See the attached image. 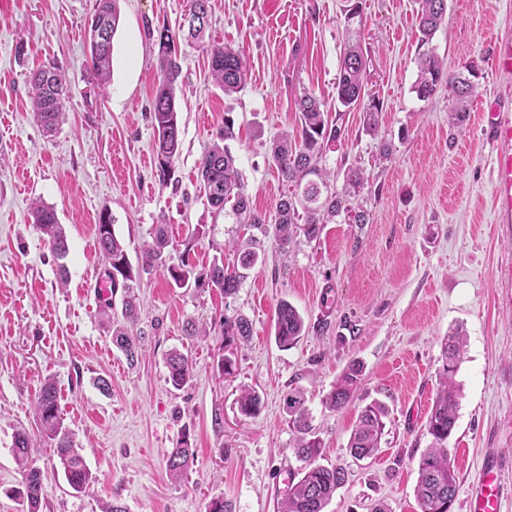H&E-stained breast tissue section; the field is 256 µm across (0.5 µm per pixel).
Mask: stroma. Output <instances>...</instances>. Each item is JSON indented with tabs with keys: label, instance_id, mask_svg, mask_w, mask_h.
Returning <instances> with one entry per match:
<instances>
[{
	"label": "stroma",
	"instance_id": "35a3bbf8",
	"mask_svg": "<svg viewBox=\"0 0 512 512\" xmlns=\"http://www.w3.org/2000/svg\"><path fill=\"white\" fill-rule=\"evenodd\" d=\"M346 0H211L203 43L178 40L176 87L180 152L160 179L150 119L161 81L159 42L148 31H177L191 0H120L112 71L98 90L86 27L95 0H0V512H20L8 492L22 482L11 454L16 427L32 439L43 472L41 512H206L211 498L235 512H278L288 476L300 466L284 398L301 391L322 464H340L347 480L326 512H418V462L430 443L426 418L439 385L441 341L465 335L455 380L460 405L449 439L457 477L451 512H468V494L484 459L497 460L502 512H512V224L495 221L493 151L481 112L512 89L493 60L512 37V0H448V19L433 44L449 73L475 66L479 94L460 128L448 127V92L420 100L417 0H363L360 36L368 51V89L383 103L378 135L361 112L343 116L344 139L328 151V171L363 169L366 224H324L315 239L298 237L281 253L273 236L234 297L207 285L176 287L170 266L205 275L232 266L231 242L252 231L215 213L197 178L200 161L235 121L230 146L245 192L274 223L285 188L269 161L270 141L298 128L294 100L310 92L331 101L345 40ZM245 53L242 90L225 96L211 80L206 50ZM56 64L68 85L56 131L44 133L31 110L29 75ZM393 139L389 158L381 137ZM54 206L70 251L67 287L30 220L34 202ZM109 218L131 263L166 225L164 266L137 288L136 363L112 344L102 311H122L121 294L97 281L109 263L95 226ZM304 316L306 332L280 348L274 320L280 301ZM243 315L253 328L239 344L236 368L220 369L224 319ZM205 326L191 336L188 324ZM179 351L193 365L182 389L168 381L166 357ZM354 361L364 367L353 401L324 399ZM111 388L101 392L96 378ZM53 379L61 414L74 432L94 481L81 493L58 471L53 448L34 418L45 379ZM256 391L261 409L242 416L237 399ZM388 417L378 453L357 461L347 452L365 406ZM188 437L194 458L182 480L166 471V454Z\"/></svg>",
	"mask_w": 512,
	"mask_h": 512
}]
</instances>
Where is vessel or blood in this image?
<instances>
[{
	"label": "vessel or blood",
	"instance_id": "obj_1",
	"mask_svg": "<svg viewBox=\"0 0 512 512\" xmlns=\"http://www.w3.org/2000/svg\"><path fill=\"white\" fill-rule=\"evenodd\" d=\"M483 118L489 127L494 151L495 213L498 223L508 224L512 222V112L494 106ZM498 473L496 460H488L483 465L471 492L469 512H501Z\"/></svg>",
	"mask_w": 512,
	"mask_h": 512
}]
</instances>
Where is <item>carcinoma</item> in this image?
<instances>
[{
    "instance_id": "cac0c4a2",
    "label": "carcinoma",
    "mask_w": 512,
    "mask_h": 512,
    "mask_svg": "<svg viewBox=\"0 0 512 512\" xmlns=\"http://www.w3.org/2000/svg\"><path fill=\"white\" fill-rule=\"evenodd\" d=\"M119 0H96L94 17L115 35L120 21ZM421 16L418 26V75L414 91L422 100L433 98L437 91L448 87L452 106L448 111V124L460 127L467 120L470 107L477 96L478 74L468 69V75H451L444 59L432 47L435 33L448 17V0H419ZM162 53L158 68L162 81L158 84L150 111L155 133L156 154L161 177H166L173 159L180 149V128L175 104V86L182 74L180 58L175 50L176 34L160 32ZM209 71L214 82L224 89V95L239 92L247 79L248 67L245 56L231 48L214 47L207 50ZM92 68L98 76L99 85L105 86L112 65V43L101 47L90 46ZM366 59L357 42H346L341 57L338 81L336 82V119H329L326 103L310 92H304L296 101L300 112V126L296 135L283 133L270 141L268 153L285 186V192L277 203L278 218L275 237L283 252L294 239V230L302 228L304 235L314 238L320 225L341 219L345 224H367L370 213L363 205L362 190L365 186L364 172L350 167L343 175L341 190L333 191L329 180L331 173L323 168L321 161L330 145L342 139V125L337 118L341 111L359 110L364 114V127L375 134L382 112L380 99L369 95L365 86ZM35 96L32 112L36 121L46 130L56 126L63 109L65 89L63 77L55 65H48L32 79ZM235 138L234 120L224 113V132L218 141L204 154L198 168V179L203 184L208 204L221 212L225 208L250 226L265 230L266 218L250 207L249 198L240 182L237 158L226 141ZM32 223L42 235L45 246L57 260L69 253L66 233L58 222L54 207L36 202L31 207ZM96 238L100 250L107 258L111 271L112 288L123 289V321H112V344L120 349L129 363L138 357L135 339L129 335L128 327L138 320V302L133 282L140 273H148L157 265L164 264L163 254L168 246L165 225L155 230L153 244L141 255V267L133 270L127 256L126 246L112 231V225L99 219ZM236 267L228 271L214 264L206 275L207 285L216 287L228 298L236 294L244 279V272L256 265L259 253L251 245L237 250ZM249 321L238 315L224 317V348L239 341L246 342L251 336ZM305 332V319L298 309L288 301L277 307L274 322V337L282 348L296 344ZM462 333L449 335L443 345V364L439 371V387L426 421V431L431 437L429 448L421 455L414 493L419 512H450L456 496L457 484L452 469L448 439L457 422L460 389L455 376L464 351ZM169 381L176 389L186 386L192 378L193 367L187 357L174 352L167 358ZM362 367L350 365L337 379L335 386L325 399L327 407L336 410L344 407L354 397L361 380ZM240 412L245 416L258 413L261 400L254 391L245 390L238 399ZM289 424L297 433L295 453L304 463L293 475L288 491L281 501V512H325L336 490L344 484L346 471L340 465L325 466L318 463L321 458V443L309 439L311 426L306 400L298 390L288 393L285 399ZM386 407L372 403L362 409L348 441L350 456L363 460L370 458L380 448L387 417ZM34 415L39 421L41 433L54 444L60 469L65 482L75 492L84 491L93 481V475L80 453L73 433L64 425L59 408L56 385L48 380L41 388L34 406ZM31 440L28 433L18 430L13 436L11 452L16 463L23 469L21 487L10 490V494L22 501L26 512H39L44 496L41 471L29 464ZM193 456L188 437L182 436L175 448L167 454L166 467L175 479H182Z\"/></svg>"
}]
</instances>
